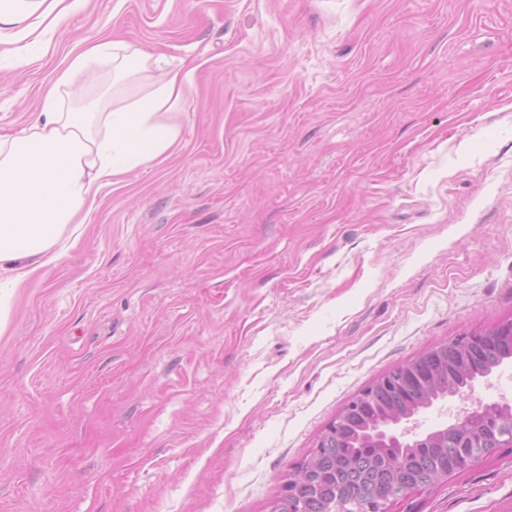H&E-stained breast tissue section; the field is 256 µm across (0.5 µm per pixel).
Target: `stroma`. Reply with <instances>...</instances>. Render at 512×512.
Masks as SVG:
<instances>
[{
  "instance_id": "35a3bbf8",
  "label": "stroma",
  "mask_w": 512,
  "mask_h": 512,
  "mask_svg": "<svg viewBox=\"0 0 512 512\" xmlns=\"http://www.w3.org/2000/svg\"><path fill=\"white\" fill-rule=\"evenodd\" d=\"M118 39L191 74L0 336V512H269L348 401L512 319V0H88L0 135ZM390 512H512V448Z\"/></svg>"
}]
</instances>
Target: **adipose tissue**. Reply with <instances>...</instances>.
<instances>
[{"label":"adipose tissue","instance_id":"1","mask_svg":"<svg viewBox=\"0 0 512 512\" xmlns=\"http://www.w3.org/2000/svg\"><path fill=\"white\" fill-rule=\"evenodd\" d=\"M85 0H0V46L14 67L31 64L33 46L80 11ZM112 63V81L151 79V89L111 111L64 106L61 91ZM189 75L130 44L102 41L74 56L46 92L42 109L19 132L0 135V333L28 279L60 260L90 220L102 187L150 165L179 138L172 116Z\"/></svg>","mask_w":512,"mask_h":512}]
</instances>
